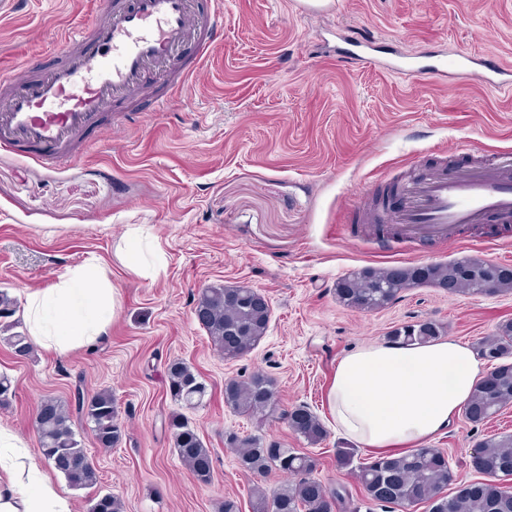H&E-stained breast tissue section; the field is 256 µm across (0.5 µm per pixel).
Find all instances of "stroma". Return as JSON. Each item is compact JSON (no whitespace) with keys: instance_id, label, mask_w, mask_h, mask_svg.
<instances>
[{"instance_id":"obj_1","label":"stroma","mask_w":512,"mask_h":512,"mask_svg":"<svg viewBox=\"0 0 512 512\" xmlns=\"http://www.w3.org/2000/svg\"><path fill=\"white\" fill-rule=\"evenodd\" d=\"M97 0H15L0 15V76L48 70L63 29L87 21ZM298 0H224V35L183 97L159 112L108 113L99 143L62 164L0 150V291L17 303L50 287L69 268L98 257L112 271L119 309L108 337L65 359L33 350L18 358L0 341V375L14 394L0 425L38 451L36 410L70 402L76 387L112 391L123 437L96 443L78 424L97 483L51 478L74 512L106 492L123 512H220L224 498L251 512L254 479L238 466L226 435L262 436L316 460L313 476L346 493L358 512H382L366 497L356 465L336 461L350 446L337 430L328 391L337 361L383 342L403 324L433 319L444 338L476 347L512 319V292L448 294L424 285L388 308L361 313L339 304V278L370 265L465 258L512 265V225L483 224L453 244L379 251L371 225L357 223L356 196L447 160L464 166L488 149L512 151V87L439 84L338 56L337 34L383 40L412 54L496 56L512 64V0H335L328 16L303 17ZM141 227L163 267L145 276L114 255ZM248 285L270 306L265 337L247 356L215 351L194 315L199 291ZM179 358L207 385L189 418L213 454L209 483L178 458L168 416L166 364ZM261 370L275 382L276 415L258 422L224 403V383ZM307 404L327 431L320 444L296 436L281 411ZM512 434V407L475 425L455 416L430 447L443 449L459 479L478 477L471 449L485 434ZM351 447V446H350Z\"/></svg>"}]
</instances>
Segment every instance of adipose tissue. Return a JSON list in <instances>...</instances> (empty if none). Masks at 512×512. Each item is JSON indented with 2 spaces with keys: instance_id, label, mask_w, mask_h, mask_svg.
Segmentation results:
<instances>
[{
  "instance_id": "adipose-tissue-1",
  "label": "adipose tissue",
  "mask_w": 512,
  "mask_h": 512,
  "mask_svg": "<svg viewBox=\"0 0 512 512\" xmlns=\"http://www.w3.org/2000/svg\"><path fill=\"white\" fill-rule=\"evenodd\" d=\"M118 305L108 269L88 261L28 292L23 319L34 345L64 358L107 337ZM481 373L476 353L450 339L370 344L337 361L330 410L348 439L398 456L446 431ZM0 512H73L24 438L1 425Z\"/></svg>"
}]
</instances>
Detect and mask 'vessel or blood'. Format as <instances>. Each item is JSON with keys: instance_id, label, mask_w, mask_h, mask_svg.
I'll list each match as a JSON object with an SVG mask.
<instances>
[{"instance_id": "obj_1", "label": "vessel or blood", "mask_w": 512, "mask_h": 512, "mask_svg": "<svg viewBox=\"0 0 512 512\" xmlns=\"http://www.w3.org/2000/svg\"><path fill=\"white\" fill-rule=\"evenodd\" d=\"M100 12L61 41L59 62L27 76L0 110V150L52 163L70 160L76 146L100 124L114 103L132 102L138 113L158 112L195 79L224 30L223 0L198 11L193 0H101ZM193 44L195 57L179 50ZM397 73L436 82L476 81L488 89L512 86V66L460 52L396 58ZM397 205L377 207L357 199L359 221L394 224L389 252L421 240L454 242L477 224H512V155L486 153L475 163H439L399 185Z\"/></svg>"}]
</instances>
